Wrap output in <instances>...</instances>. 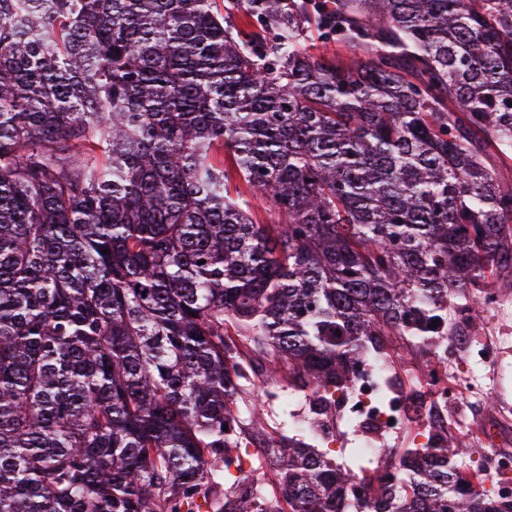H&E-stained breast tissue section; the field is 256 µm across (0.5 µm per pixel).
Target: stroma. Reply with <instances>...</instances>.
<instances>
[{
    "label": "stroma",
    "instance_id": "obj_1",
    "mask_svg": "<svg viewBox=\"0 0 512 512\" xmlns=\"http://www.w3.org/2000/svg\"><path fill=\"white\" fill-rule=\"evenodd\" d=\"M493 341L501 356L492 366L476 358L479 343ZM387 351L391 357L385 371L390 393L405 397L414 405L424 392V381L432 368H439L449 380L488 388L486 397L469 395L449 403L446 415L455 424L456 438L479 442L482 448L512 453V303L475 316L448 309V334L422 341L404 336L390 337ZM264 382L244 387L237 401L241 421L240 438L248 450L244 471L263 492H270L275 472L270 464L269 438H298L317 450L326 445L318 431L337 426L335 406L320 405L310 393L284 390L279 396L258 399ZM443 438L439 426L411 424L397 436H374L381 465L396 467L400 455L414 445L416 435Z\"/></svg>",
    "mask_w": 512,
    "mask_h": 512
}]
</instances>
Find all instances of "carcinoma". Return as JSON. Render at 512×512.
I'll return each instance as SVG.
<instances>
[{
	"instance_id": "cac0c4a2",
	"label": "carcinoma",
	"mask_w": 512,
	"mask_h": 512,
	"mask_svg": "<svg viewBox=\"0 0 512 512\" xmlns=\"http://www.w3.org/2000/svg\"><path fill=\"white\" fill-rule=\"evenodd\" d=\"M493 158L512 0H0V512H512L466 441L384 476L274 438L271 511L233 410L258 369L330 403L484 311Z\"/></svg>"
}]
</instances>
